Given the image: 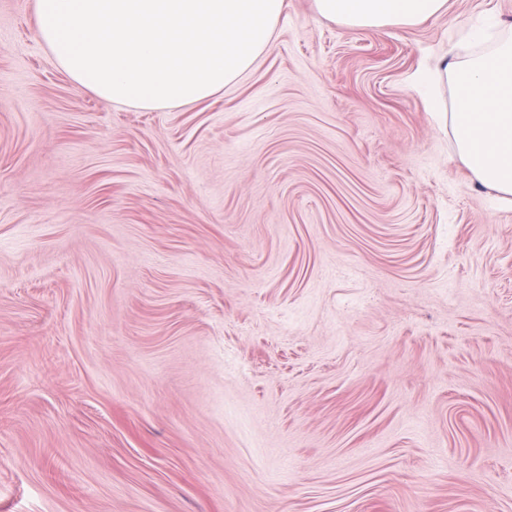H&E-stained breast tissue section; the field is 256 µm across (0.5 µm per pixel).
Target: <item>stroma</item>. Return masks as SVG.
I'll use <instances>...</instances> for the list:
<instances>
[{"label": "stroma", "mask_w": 512, "mask_h": 512, "mask_svg": "<svg viewBox=\"0 0 512 512\" xmlns=\"http://www.w3.org/2000/svg\"><path fill=\"white\" fill-rule=\"evenodd\" d=\"M0 0V512H512V209L412 77L512 0L105 106Z\"/></svg>", "instance_id": "obj_1"}]
</instances>
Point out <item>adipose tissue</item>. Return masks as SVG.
Listing matches in <instances>:
<instances>
[{
  "label": "adipose tissue",
  "instance_id": "ef3b65f1",
  "mask_svg": "<svg viewBox=\"0 0 512 512\" xmlns=\"http://www.w3.org/2000/svg\"><path fill=\"white\" fill-rule=\"evenodd\" d=\"M284 0H34V28L55 64L102 102L165 109L209 99L265 52ZM320 17L351 28L412 26L448 0H314ZM493 21L471 31L482 49L440 58L423 80H451L455 157L472 182L512 202V39Z\"/></svg>",
  "mask_w": 512,
  "mask_h": 512
}]
</instances>
